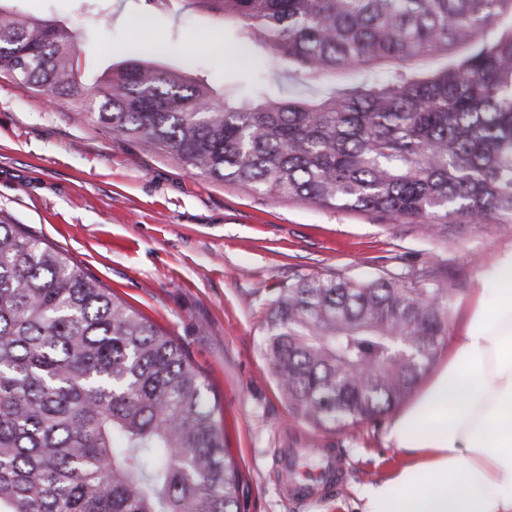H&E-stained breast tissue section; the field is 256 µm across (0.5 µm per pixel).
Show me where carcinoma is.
<instances>
[{
	"label": "carcinoma",
	"mask_w": 512,
	"mask_h": 512,
	"mask_svg": "<svg viewBox=\"0 0 512 512\" xmlns=\"http://www.w3.org/2000/svg\"><path fill=\"white\" fill-rule=\"evenodd\" d=\"M233 22L317 80L320 98L240 99L144 58L112 63L92 116L186 168L315 207L425 224H512V0H144ZM0 0V73L87 107L73 28ZM466 46L423 78L410 65ZM428 273L308 277L278 290L266 348L318 427L400 403L446 334ZM209 389L184 347L21 225L0 220V512H240Z\"/></svg>",
	"instance_id": "1"
}]
</instances>
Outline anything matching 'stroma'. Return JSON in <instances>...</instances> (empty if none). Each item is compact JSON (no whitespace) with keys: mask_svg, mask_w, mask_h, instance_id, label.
<instances>
[{"mask_svg":"<svg viewBox=\"0 0 512 512\" xmlns=\"http://www.w3.org/2000/svg\"><path fill=\"white\" fill-rule=\"evenodd\" d=\"M18 11L78 30L86 84L112 62L152 44L167 68L220 88L266 81L270 90L314 96L357 81L336 73L313 81L265 50L235 47L232 26L189 9L151 11L136 0H11ZM0 215L65 253L91 277L174 336L202 369L224 443L245 479L241 512H360V489L405 462L384 441L390 414L319 428L281 395L265 350V311L279 288L308 276L416 281L424 272L453 285L456 328L480 271L512 248V224H450L432 236L421 224L327 210L188 171L174 156L112 135L84 110L0 75ZM298 442L332 448L348 474L333 496H285L276 453Z\"/></svg>","mask_w":512,"mask_h":512,"instance_id":"obj_1","label":"stroma"}]
</instances>
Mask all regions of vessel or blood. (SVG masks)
<instances>
[{
    "label": "vessel or blood",
    "instance_id": "1",
    "mask_svg": "<svg viewBox=\"0 0 512 512\" xmlns=\"http://www.w3.org/2000/svg\"><path fill=\"white\" fill-rule=\"evenodd\" d=\"M308 454L309 451L305 448H283L279 451L283 490L288 498L296 501L330 495L347 476L344 461L330 448L317 449L319 465L311 475H304L299 461Z\"/></svg>",
    "mask_w": 512,
    "mask_h": 512
}]
</instances>
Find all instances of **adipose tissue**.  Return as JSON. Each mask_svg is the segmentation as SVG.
Returning <instances> with one entry per match:
<instances>
[{
  "label": "adipose tissue",
  "instance_id": "1",
  "mask_svg": "<svg viewBox=\"0 0 512 512\" xmlns=\"http://www.w3.org/2000/svg\"><path fill=\"white\" fill-rule=\"evenodd\" d=\"M448 356L386 439L406 464L362 512H512V249L479 275Z\"/></svg>",
  "mask_w": 512,
  "mask_h": 512
}]
</instances>
